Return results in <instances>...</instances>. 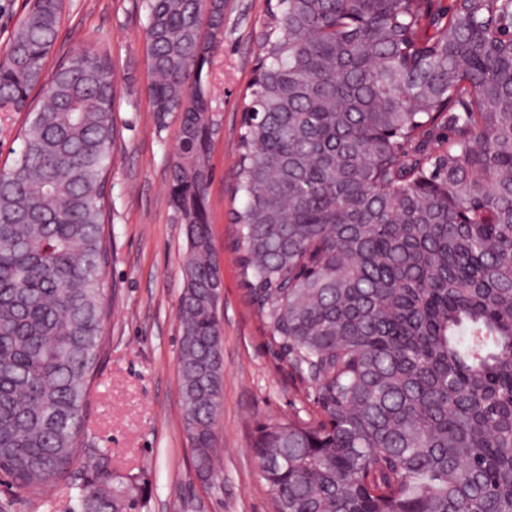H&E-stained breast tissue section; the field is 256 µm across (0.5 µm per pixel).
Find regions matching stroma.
I'll list each match as a JSON object with an SVG mask.
<instances>
[{"label": "stroma", "instance_id": "stroma-1", "mask_svg": "<svg viewBox=\"0 0 512 512\" xmlns=\"http://www.w3.org/2000/svg\"><path fill=\"white\" fill-rule=\"evenodd\" d=\"M267 0H224V42L203 74L215 97L217 131L209 148L208 203L224 280L218 315L224 328V401L215 437L220 465L196 475L183 421L177 368L185 230L168 195L178 120L158 123L150 81L142 0H65L45 74L88 46L109 55L119 80L114 119L121 131L110 154L111 259L106 268V356L91 389L85 444L109 449L114 469L143 476L146 512H271L252 448L263 425L312 422L317 408L277 359L268 330L249 301L231 248L229 187L241 129L242 95L255 66L254 46ZM70 484L44 498L0 481V512H69Z\"/></svg>", "mask_w": 512, "mask_h": 512}]
</instances>
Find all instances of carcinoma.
I'll use <instances>...</instances> for the list:
<instances>
[{"label": "carcinoma", "mask_w": 512, "mask_h": 512, "mask_svg": "<svg viewBox=\"0 0 512 512\" xmlns=\"http://www.w3.org/2000/svg\"><path fill=\"white\" fill-rule=\"evenodd\" d=\"M143 4L154 112L179 122V389L208 479L224 357L201 74L224 0ZM62 9L29 0L0 50V109L27 113L0 170V475L34 497L75 473L107 316L117 78L93 47L43 75ZM255 54L233 249L322 416L258 432L273 512H512V0H276ZM87 453L73 512H143L139 476Z\"/></svg>", "instance_id": "carcinoma-1"}]
</instances>
